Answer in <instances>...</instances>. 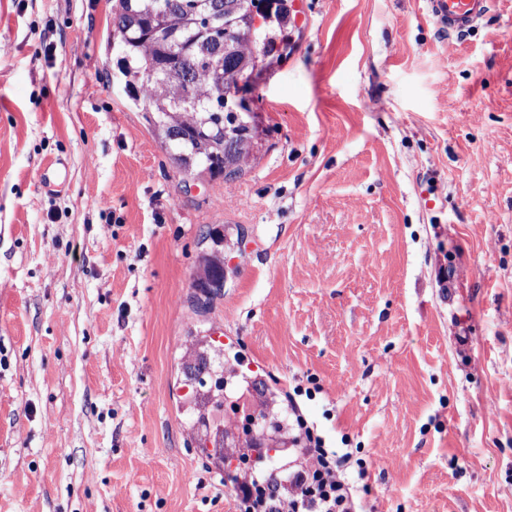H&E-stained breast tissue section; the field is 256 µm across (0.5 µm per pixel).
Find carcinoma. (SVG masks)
<instances>
[{
	"label": "carcinoma",
	"mask_w": 512,
	"mask_h": 512,
	"mask_svg": "<svg viewBox=\"0 0 512 512\" xmlns=\"http://www.w3.org/2000/svg\"><path fill=\"white\" fill-rule=\"evenodd\" d=\"M284 0H116L113 36L121 72L133 98L183 171L226 178L241 175L257 142L248 109L236 95L275 44L270 23H283ZM162 30L146 34L148 20ZM216 267L193 287L210 296L223 287Z\"/></svg>",
	"instance_id": "1"
}]
</instances>
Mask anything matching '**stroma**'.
Segmentation results:
<instances>
[{
    "instance_id": "1",
    "label": "stroma",
    "mask_w": 512,
    "mask_h": 512,
    "mask_svg": "<svg viewBox=\"0 0 512 512\" xmlns=\"http://www.w3.org/2000/svg\"><path fill=\"white\" fill-rule=\"evenodd\" d=\"M114 2L0 0V512H235L182 393L214 336L364 512H512V0H290L232 179L171 163ZM432 15L437 25L448 31V36L461 37L470 32L484 18L491 0H430Z\"/></svg>"
}]
</instances>
